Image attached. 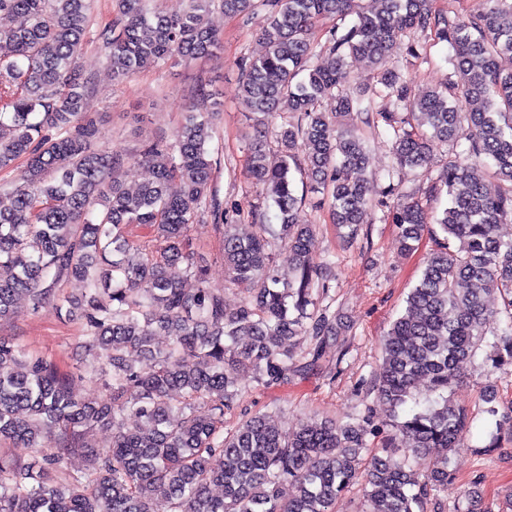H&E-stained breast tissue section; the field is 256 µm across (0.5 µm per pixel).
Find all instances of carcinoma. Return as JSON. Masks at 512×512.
<instances>
[{
  "label": "carcinoma",
  "instance_id": "obj_1",
  "mask_svg": "<svg viewBox=\"0 0 512 512\" xmlns=\"http://www.w3.org/2000/svg\"><path fill=\"white\" fill-rule=\"evenodd\" d=\"M216 1L247 20L264 9L266 52L240 60V90L263 119L289 113L271 124L280 163L268 165L258 141L247 168L273 197L292 263L282 274L262 233H224L227 277L249 285L232 314L187 234L204 215L218 226L234 222L213 190L208 117L187 113L173 139L151 141L137 156L102 152L97 122L82 112L91 82L78 65L97 0H0V170L24 162L7 192L10 206L0 208V319L16 314L20 296L35 312L62 280L83 281L81 296L64 299L66 314L92 338L87 374L109 376L105 398L79 402L56 364L0 340V442L32 449L23 463L0 451V512H155L160 499L169 512H334L360 479L369 486L365 512H424L430 497L454 485L449 461L470 417L448 402V391L461 365L488 345L497 313L512 324V239L498 233L512 221V70L500 66L512 57V0H475L461 17L434 0H371L366 9L359 0H185L176 12L151 0H114L115 17L97 34L113 78L221 49L204 22ZM330 18L339 24L321 46L314 31ZM428 30L451 44L454 72L444 88L416 98L389 62L404 38ZM320 51L333 57L327 68L314 63ZM350 59L373 71L374 84L355 94L345 89ZM379 95L389 101L378 116L392 131V170L422 169L437 146L454 145L428 176V195H448L441 216L401 200L386 213L401 250L414 251L426 234L435 241L382 340L372 389L397 414L388 430L368 416L284 430L244 414L226 433L224 413L237 395L228 369L281 383L297 371L288 338L311 336L318 350L336 340V316L312 296L332 271L310 263L314 226L299 214L291 171L309 177L334 222L357 235L370 206L365 148L339 121L353 113L370 120ZM329 97L332 115L322 109ZM128 162L148 173L134 194L113 177ZM490 178L501 183L494 194ZM132 224L164 240V251L143 252L126 235ZM188 278L198 283L192 293L183 288ZM490 293L501 300L497 312L485 303ZM158 334L170 338L164 350L153 347ZM486 360L493 372L512 373V336ZM420 381L437 394L425 406L415 395ZM175 392L184 405L173 404ZM482 401L495 417L486 448L512 440V409L498 414L495 393ZM131 417L150 429L127 425ZM97 426L112 428V447L90 452L82 435ZM381 433L385 456L365 468L359 450ZM76 455L88 461L85 471L58 473ZM214 486L223 494L213 495Z\"/></svg>",
  "mask_w": 512,
  "mask_h": 512
}]
</instances>
